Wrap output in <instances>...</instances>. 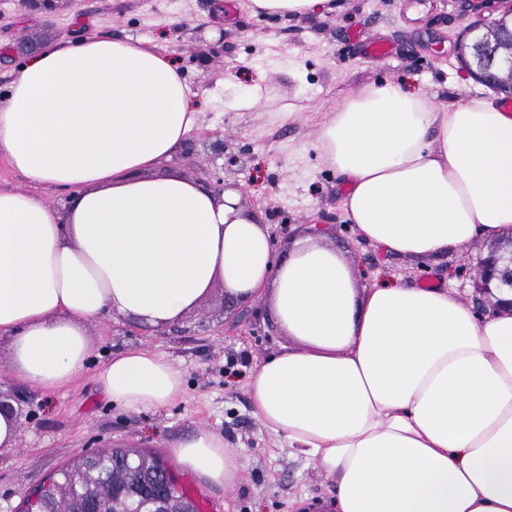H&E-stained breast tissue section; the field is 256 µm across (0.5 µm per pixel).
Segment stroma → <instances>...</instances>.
<instances>
[{
    "instance_id": "stroma-1",
    "label": "stroma",
    "mask_w": 512,
    "mask_h": 512,
    "mask_svg": "<svg viewBox=\"0 0 512 512\" xmlns=\"http://www.w3.org/2000/svg\"><path fill=\"white\" fill-rule=\"evenodd\" d=\"M232 14V25H225L213 0H0V93L27 59L31 43L46 47L95 34L168 50L206 106L187 135L193 159L174 153L167 168L190 177L195 168L220 164L211 145L224 137L231 149L246 151L243 167L231 179L266 214L276 256L291 250L302 229L322 218L337 248L361 269V286L383 273L404 284L445 285L471 301L484 239L429 260L383 253L347 222L339 178L309 148L337 102L372 85L419 90L442 106L466 95L501 103L500 95L467 76L457 61L454 43L469 25L457 0H341L336 13L288 20L254 16L243 7ZM361 35L390 41L392 58H362L356 49ZM219 39L223 51L212 52ZM256 83L300 106L301 115L284 122L263 106L225 110V97ZM251 308L256 320L250 330L225 332L234 310L218 286L167 336L144 324L129 333L120 317L94 322L88 328L93 354L87 368L53 392L17 380L9 344L1 340L0 394L18 413L20 442L15 452L0 454V512H21L30 491L78 454L120 447L170 459L177 442L202 429L240 452L243 469L237 483L223 489L176 468L201 512H293L295 500L325 496L329 479L267 432L253 413L251 374L292 341L277 327L267 299H257ZM129 346L170 362L182 375L183 393L159 409L112 404L95 374L112 353Z\"/></svg>"
}]
</instances>
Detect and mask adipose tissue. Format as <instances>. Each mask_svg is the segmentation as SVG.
Returning <instances> with one entry per match:
<instances>
[{"label":"adipose tissue","mask_w":512,"mask_h":512,"mask_svg":"<svg viewBox=\"0 0 512 512\" xmlns=\"http://www.w3.org/2000/svg\"><path fill=\"white\" fill-rule=\"evenodd\" d=\"M264 17H314L336 0H247ZM201 105L168 52L91 35L25 60L0 95V157L28 181L73 190L64 212L0 189V339L19 381L55 391L82 372L88 327L119 315L166 328L215 286L266 298L294 348L248 387L271 434L332 482L299 512H512V313L478 315L448 288L358 275L329 235L274 255L233 188L217 193L159 165ZM346 188L360 238L425 259L512 236V113L465 97L439 108L392 85L346 97L311 144ZM121 407L181 395L143 348L96 373ZM181 467L231 487L241 455L201 430Z\"/></svg>","instance_id":"adipose-tissue-1"}]
</instances>
